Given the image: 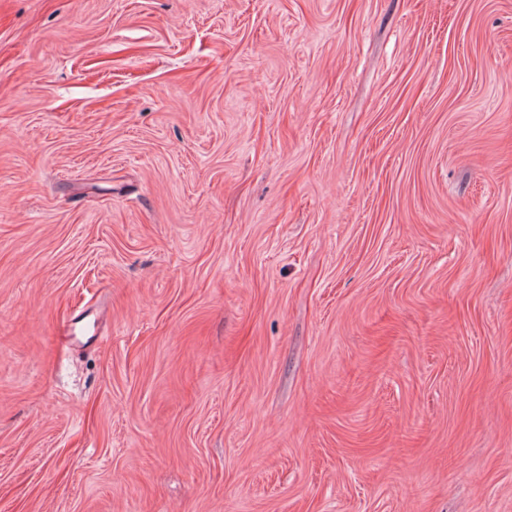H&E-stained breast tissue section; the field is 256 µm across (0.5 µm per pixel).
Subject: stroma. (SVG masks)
I'll return each mask as SVG.
<instances>
[{
    "label": "stroma",
    "instance_id": "obj_1",
    "mask_svg": "<svg viewBox=\"0 0 512 512\" xmlns=\"http://www.w3.org/2000/svg\"><path fill=\"white\" fill-rule=\"evenodd\" d=\"M0 512H512V0H0Z\"/></svg>",
    "mask_w": 512,
    "mask_h": 512
}]
</instances>
